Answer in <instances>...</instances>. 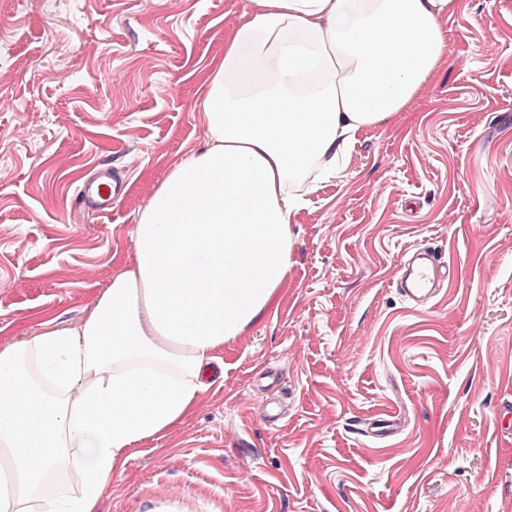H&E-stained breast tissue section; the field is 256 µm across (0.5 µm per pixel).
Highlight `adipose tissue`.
I'll use <instances>...</instances> for the list:
<instances>
[{"label": "adipose tissue", "instance_id": "1", "mask_svg": "<svg viewBox=\"0 0 512 512\" xmlns=\"http://www.w3.org/2000/svg\"><path fill=\"white\" fill-rule=\"evenodd\" d=\"M459 0H246L207 74L206 148L75 323L0 345V512H99L132 447L195 411L225 343L278 303L305 192L445 63Z\"/></svg>", "mask_w": 512, "mask_h": 512}]
</instances>
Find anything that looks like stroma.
<instances>
[{
	"label": "stroma",
	"instance_id": "stroma-1",
	"mask_svg": "<svg viewBox=\"0 0 512 512\" xmlns=\"http://www.w3.org/2000/svg\"><path fill=\"white\" fill-rule=\"evenodd\" d=\"M244 6L0 0V344L77 321L134 263L140 210L206 146L204 80ZM104 166L108 213L74 199ZM291 230L278 305L101 512H512V0H460L445 64ZM419 247L449 276L414 304L396 279ZM391 411L401 431L366 435Z\"/></svg>",
	"mask_w": 512,
	"mask_h": 512
}]
</instances>
